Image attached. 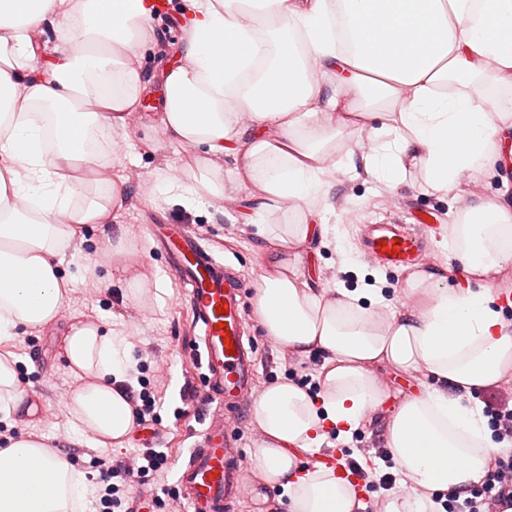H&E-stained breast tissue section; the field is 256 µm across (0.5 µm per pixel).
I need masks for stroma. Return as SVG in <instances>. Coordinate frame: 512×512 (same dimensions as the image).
<instances>
[{"label":"stroma","instance_id":"35a3bbf8","mask_svg":"<svg viewBox=\"0 0 512 512\" xmlns=\"http://www.w3.org/2000/svg\"><path fill=\"white\" fill-rule=\"evenodd\" d=\"M185 0H168L167 12H155V24L168 45L166 54L157 47L143 49L141 62L152 88L137 109L135 122L127 123L129 147L119 160L128 178L130 198L123 212L112 223L87 225L64 257L68 269H76L86 259L99 264V278H80L72 285L70 301L62 317L46 328L19 336L13 351L19 359L20 386L39 406L36 417L23 421L20 431L41 437L52 448L66 451L89 483L98 484V457L124 461L138 457L148 449L164 452L166 467L157 474L140 479L142 489L177 488V469L204 428L203 373L198 357L199 329L188 306L185 288L167 267L168 257L150 232L154 224H185L214 254L238 267L243 275L242 299L246 309L254 307L256 281L261 273L265 243L258 238L245 217L249 206V188L239 185L232 173H225L226 199L222 206L188 210L168 203L164 196L147 197L143 185L160 169H183L189 162L188 149L168 144L153 116L159 109L161 74L178 65L184 28L171 25L167 17L185 15ZM459 202L417 188L389 189L365 170L337 174L329 207L324 214L328 223L339 225L345 234L343 248L334 244L311 243L303 251L305 268L320 288H361L375 284L382 288L386 310L400 307L404 270L387 268L367 258L362 247V228L376 220L399 224L417 221L430 223L425 242V268L444 272L454 261L448 247V227L459 221ZM124 232L144 243L140 255L145 287L167 283L169 289L162 306L145 308L130 302L127 285L119 269L112 265L107 242L115 233ZM351 249L354 263H347L343 249ZM79 321L102 323L121 331L132 358L128 386L134 393L155 398V419L149 428L153 438H145L143 427H135L122 446L102 448L91 436L77 435L66 414L65 404L73 386L63 356V340L71 324ZM250 339L258 354L257 385L290 380L302 376L316 378L321 357L299 358L271 345L256 318H249ZM375 374L387 391L381 417L364 429L345 438L329 435L321 449L359 462L369 476L386 473L382 459V419L388 416L402 397L415 392L423 382V372L401 373L379 365Z\"/></svg>","mask_w":512,"mask_h":512}]
</instances>
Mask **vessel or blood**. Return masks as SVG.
<instances>
[{
    "label": "vessel or blood",
    "mask_w": 512,
    "mask_h": 512,
    "mask_svg": "<svg viewBox=\"0 0 512 512\" xmlns=\"http://www.w3.org/2000/svg\"><path fill=\"white\" fill-rule=\"evenodd\" d=\"M167 241L200 325L206 396L216 405L201 441L178 469L184 504L174 512H229L243 482L231 427L245 412L244 395L254 382L256 361L255 351L245 342L240 279L231 265L204 254L184 228L172 226ZM363 247L390 268L404 269L422 260L420 233L398 224L368 225ZM314 461L333 470L352 489L363 484L360 471L349 461L331 453L316 455Z\"/></svg>",
    "instance_id": "vessel-or-blood-1"
}]
</instances>
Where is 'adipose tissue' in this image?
<instances>
[{"mask_svg":"<svg viewBox=\"0 0 512 512\" xmlns=\"http://www.w3.org/2000/svg\"><path fill=\"white\" fill-rule=\"evenodd\" d=\"M194 16L183 60L163 76L158 124L192 165L159 171L152 191L187 209L224 197V157L253 187L246 221L268 244L254 307L269 340L298 357L321 355L318 389L266 387L249 467L288 512H362L332 470L307 465L327 431L373 422L387 397L373 368L424 370L383 439L412 496L384 512H435L434 494L480 485L508 451L466 396L512 378V290L493 280L512 264V195H468L512 160V0H187ZM152 0H0V423L36 413L20 388L11 343L55 322L78 273L63 256L84 226L111 223L124 205L121 172L79 205L106 131L124 127L148 83L132 58L156 39ZM55 26L38 65L40 37ZM343 90L322 117L324 80ZM370 131L363 166L390 188L423 174L428 190L464 200L448 238L460 285L410 272L400 310L381 315L380 289L327 290L305 276L301 249L328 239L319 222L336 180L337 137ZM64 358L76 384L66 404L78 433L100 447L123 441L136 416L121 383L128 345L93 322L70 326ZM59 449L30 435L0 448V512H76L94 495Z\"/></svg>","mask_w":512,"mask_h":512,"instance_id":"1","label":"adipose tissue"}]
</instances>
